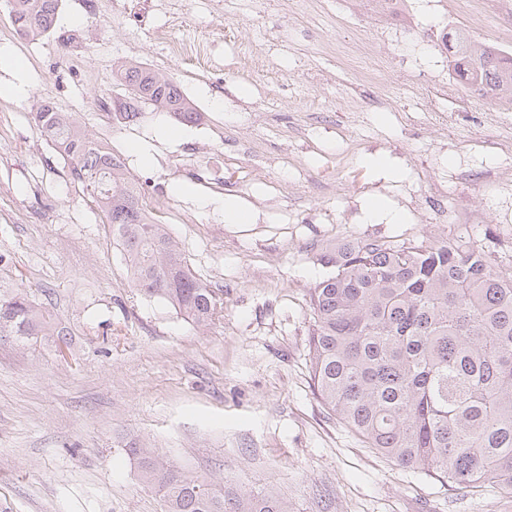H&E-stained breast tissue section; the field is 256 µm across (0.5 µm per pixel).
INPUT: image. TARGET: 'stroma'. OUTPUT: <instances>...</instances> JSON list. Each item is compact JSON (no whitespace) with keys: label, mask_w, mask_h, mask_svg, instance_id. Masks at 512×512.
I'll use <instances>...</instances> for the list:
<instances>
[{"label":"stroma","mask_w":512,"mask_h":512,"mask_svg":"<svg viewBox=\"0 0 512 512\" xmlns=\"http://www.w3.org/2000/svg\"><path fill=\"white\" fill-rule=\"evenodd\" d=\"M62 0L55 40L83 51L96 83L41 47H11L22 93L0 150V294L25 287L48 329L0 338V512H163L158 487L126 450L137 441L216 489L274 486L292 512H512V497L460 488L367 448L317 398L307 356L309 291L347 241L476 243L512 275V106L494 115L437 89L444 33L498 44L500 0H126L104 21ZM209 39L211 75L165 59L147 37ZM271 61L267 85L252 59ZM132 59L173 75L199 113L185 124L145 111L116 124L99 111L112 66ZM119 153L157 200L188 265L220 312L200 328L134 287L124 251L69 163L30 120L46 83ZM419 82L433 106L415 98ZM141 141L148 159L129 151ZM403 213L372 220L369 198ZM249 224L224 221V201ZM68 347L59 351L58 336Z\"/></svg>","instance_id":"obj_1"}]
</instances>
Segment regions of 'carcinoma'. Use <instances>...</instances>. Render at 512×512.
Segmentation results:
<instances>
[{
	"instance_id": "1",
	"label": "carcinoma",
	"mask_w": 512,
	"mask_h": 512,
	"mask_svg": "<svg viewBox=\"0 0 512 512\" xmlns=\"http://www.w3.org/2000/svg\"><path fill=\"white\" fill-rule=\"evenodd\" d=\"M14 28L33 36L53 29L60 0H9ZM448 49L466 61L490 99L512 96V55L476 45L458 29ZM124 101L109 106L117 124L146 108L193 123L198 113L173 76L138 62L116 67ZM40 135L68 161L112 226L131 280L185 319L206 326L214 292L189 267L166 225L146 211L108 143L73 116L43 106L32 113ZM336 273L309 292L308 356L322 404L367 447L404 468L441 471L464 488L512 494V277L472 242L390 245L351 242L328 258ZM46 312L20 290L0 298V336H36ZM144 481L164 492V512H290L273 491L218 492L130 446Z\"/></svg>"
}]
</instances>
